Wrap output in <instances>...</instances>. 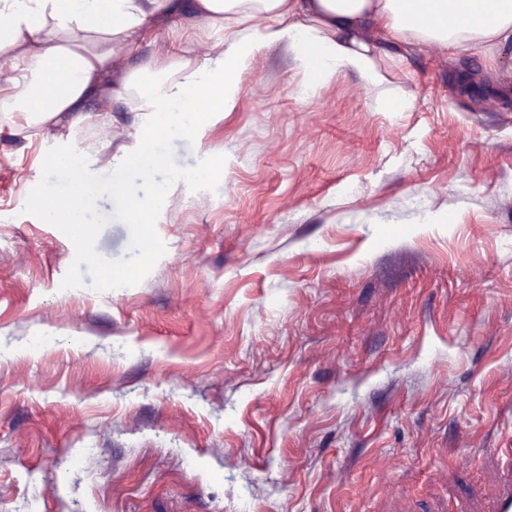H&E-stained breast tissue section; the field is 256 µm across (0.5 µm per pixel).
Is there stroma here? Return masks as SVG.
Returning a JSON list of instances; mask_svg holds the SVG:
<instances>
[{
    "instance_id": "35a3bbf8",
    "label": "stroma",
    "mask_w": 512,
    "mask_h": 512,
    "mask_svg": "<svg viewBox=\"0 0 512 512\" xmlns=\"http://www.w3.org/2000/svg\"><path fill=\"white\" fill-rule=\"evenodd\" d=\"M146 39L195 63L224 33ZM377 64L382 87L306 93L261 50L174 142L225 156L217 190L177 183L166 254L104 292L62 288L74 246L24 206L51 147L107 175L140 113H0V512H488L512 472V48L381 39ZM97 207V252L127 257Z\"/></svg>"
}]
</instances>
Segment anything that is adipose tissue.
I'll list each match as a JSON object with an SVG mask.
<instances>
[{"label": "adipose tissue", "mask_w": 512, "mask_h": 512, "mask_svg": "<svg viewBox=\"0 0 512 512\" xmlns=\"http://www.w3.org/2000/svg\"><path fill=\"white\" fill-rule=\"evenodd\" d=\"M254 10L262 26L249 25ZM186 14L223 29L214 56L196 66L158 55L120 66L121 55H139L148 23ZM0 16V70L11 74L12 110L29 125L64 116L75 125L90 99L131 97L137 111L164 114L154 135L162 149L199 125L186 107L199 85L212 91L211 111H233L241 75L268 47H285L311 89L349 70L368 86L385 84L368 30L480 53L512 45V0H0ZM51 74L57 92L43 103L38 88Z\"/></svg>", "instance_id": "1"}]
</instances>
